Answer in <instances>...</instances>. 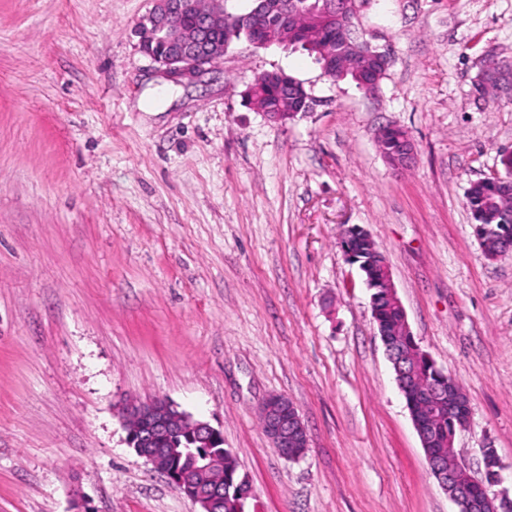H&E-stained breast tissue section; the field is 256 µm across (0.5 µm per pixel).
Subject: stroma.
Returning a JSON list of instances; mask_svg holds the SVG:
<instances>
[{
    "mask_svg": "<svg viewBox=\"0 0 512 512\" xmlns=\"http://www.w3.org/2000/svg\"><path fill=\"white\" fill-rule=\"evenodd\" d=\"M152 0H0V512H200L126 442L117 407L164 397L224 434L246 512H457L430 472L342 226L380 246L419 346L465 390L453 446L512 488V257L488 260L470 182L512 148V0H364L389 44L377 95L306 51L235 42L175 85L134 30ZM282 70L319 101L269 122ZM415 161L396 174L380 128ZM309 436L283 457L258 406ZM481 72L476 80V85L482 94L504 93L508 89L511 90L509 83L510 73H506L498 64L487 58L483 61ZM292 92H288V102L283 97L279 87L275 85L273 81L264 82L260 89L251 96L250 103L256 108V110L262 112L266 119L276 124L286 123L288 120L295 119L298 114L304 115L308 112H281L284 109H292L298 99H295L294 95H289ZM404 134L405 131H403L401 128H398L397 131H390L389 133L385 134L378 141L379 148L384 158L387 162H392L396 154L397 141L399 138L398 150L400 152V161L392 165L394 168H396L395 172L397 173H402L405 170L404 167H406L408 164L412 165L415 159L414 142L408 136V134ZM260 414L265 425V433L274 448L308 447V433L296 408L282 395L268 396L260 405ZM279 449V450H281ZM291 453L288 448V455Z\"/></svg>",
    "mask_w": 512,
    "mask_h": 512,
    "instance_id": "1",
    "label": "stroma"
}]
</instances>
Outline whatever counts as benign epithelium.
Returning <instances> with one entry per match:
<instances>
[{
  "mask_svg": "<svg viewBox=\"0 0 512 512\" xmlns=\"http://www.w3.org/2000/svg\"><path fill=\"white\" fill-rule=\"evenodd\" d=\"M221 0H153V7L138 28V50L158 64L166 79L183 84L191 82L208 69L224 60L232 28L227 21ZM278 18L281 34L292 36L300 23V15L288 9V0H252L251 10L242 16L252 32L253 45L266 44L265 22ZM355 38L349 45L350 56L345 65L356 71L360 88L367 93L378 90L380 74L362 65L364 59H374L388 68L391 55L386 46L373 43L374 36L353 27ZM512 75L491 59L483 61L476 85L481 93L502 94L512 88ZM400 161L393 164L395 172L415 159V145L408 135L399 137ZM386 299L399 310H404L389 267H383L381 278ZM387 357L395 372L398 387L416 385V399L420 409L411 415L422 447H428L433 435V422L444 412L464 411L469 408L466 394L440 368L434 378L421 379L420 360H434L425 352L408 355L396 344L383 340ZM265 433L276 448L308 447V433L296 408L282 395L269 396L260 405ZM122 426L140 419L149 430L139 435L128 431L127 441L136 453L152 468L164 475L187 498L198 504L201 512H224V461L209 452L196 455L190 469L178 471L171 460L177 456L175 448H155L171 431H187L206 443L219 429L210 422L178 409L166 398L149 401H129L119 412ZM428 462L439 486L458 507V512H512V493L503 486V465L495 449H483V470L474 474L462 462L451 458L445 462L430 455Z\"/></svg>",
  "mask_w": 512,
  "mask_h": 512,
  "instance_id": "1",
  "label": "benign epithelium"
}]
</instances>
